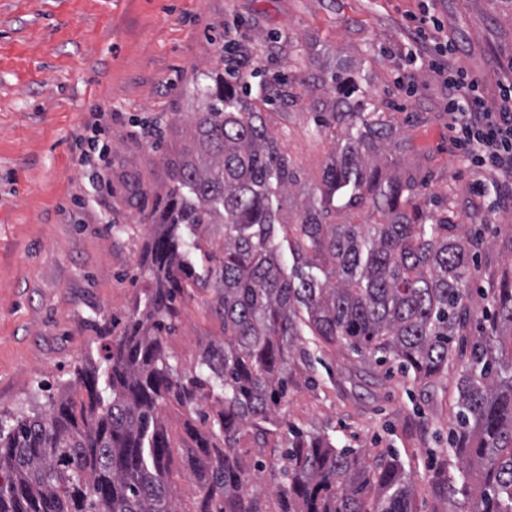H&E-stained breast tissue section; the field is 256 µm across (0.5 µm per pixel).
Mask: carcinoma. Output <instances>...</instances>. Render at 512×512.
Returning a JSON list of instances; mask_svg holds the SVG:
<instances>
[{
	"mask_svg": "<svg viewBox=\"0 0 512 512\" xmlns=\"http://www.w3.org/2000/svg\"><path fill=\"white\" fill-rule=\"evenodd\" d=\"M223 63L207 74L208 103L152 215L146 272L155 288L143 312L106 364L83 367L48 407L9 427L0 421V512H184L168 481L175 449L162 420L174 405L205 426L181 449L199 484L191 512H414L398 456L367 462L325 431L294 429L282 444L273 414L291 362L306 358L305 328L362 365H398L425 389L464 359L448 433L458 466L443 458L429 484L458 501L456 512H512V280L475 304L481 230L409 211L420 186L382 176L398 129L383 112L349 111L350 81L317 119L345 145L326 166L320 199L296 208V265L285 270L277 234L299 174L269 132L265 99L238 93L240 70L257 75V62L233 46ZM366 198L385 222H336ZM183 224L200 230L215 261L204 282L182 252ZM205 282L224 336L187 375L162 333L178 317L177 298Z\"/></svg>",
	"mask_w": 512,
	"mask_h": 512,
	"instance_id": "1",
	"label": "carcinoma"
}]
</instances>
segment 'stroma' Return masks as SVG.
<instances>
[{"label": "stroma", "instance_id": "35a3bbf8", "mask_svg": "<svg viewBox=\"0 0 512 512\" xmlns=\"http://www.w3.org/2000/svg\"><path fill=\"white\" fill-rule=\"evenodd\" d=\"M430 9L453 34V60L487 104L512 81V0H0V416L31 413L67 388L122 335L152 282L142 268L149 217L170 183L206 97L204 71L236 40L262 74L266 119L301 179L318 193L338 143L316 135L332 76L359 83L355 111L373 106L400 132L386 172L422 183L424 211L462 215L478 174L451 140L448 92L430 66L409 70L412 16ZM288 81L279 97L271 81ZM98 148L74 136L92 116ZM486 242L473 285L512 269V204L486 197ZM164 345L183 371L224 334L210 290L191 288ZM277 420L339 446L391 450L411 480L415 512H447L427 474L447 447L456 368L426 396L400 373L361 369L354 354L305 336Z\"/></svg>", "mask_w": 512, "mask_h": 512}]
</instances>
